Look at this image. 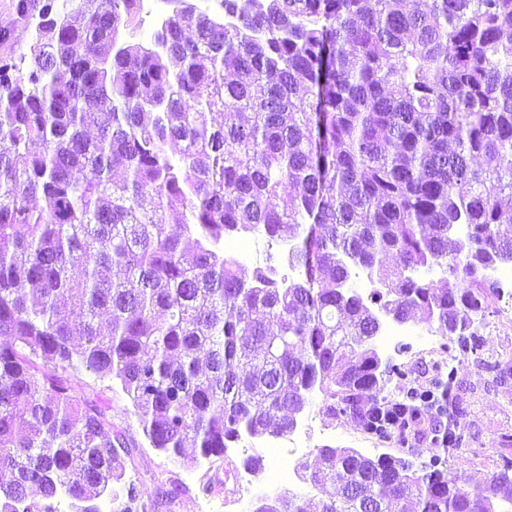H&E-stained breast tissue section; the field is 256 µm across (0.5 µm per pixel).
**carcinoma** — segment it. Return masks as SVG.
Wrapping results in <instances>:
<instances>
[{"label": "carcinoma", "mask_w": 512, "mask_h": 512, "mask_svg": "<svg viewBox=\"0 0 512 512\" xmlns=\"http://www.w3.org/2000/svg\"><path fill=\"white\" fill-rule=\"evenodd\" d=\"M136 3L0 0V42H26L0 56V512L175 504L138 503L136 446L77 395L83 371L183 467L291 432L316 388L378 439L405 446L427 416L457 447L454 368L409 386L375 340L417 309L480 351L489 271L512 266V0H177L151 47L120 40ZM250 229L291 243L302 278L238 277L224 237ZM316 456L297 472L336 488L321 512H512V454L471 488L437 455Z\"/></svg>", "instance_id": "obj_1"}]
</instances>
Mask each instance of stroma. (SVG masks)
Returning a JSON list of instances; mask_svg holds the SVG:
<instances>
[{
  "label": "stroma",
  "mask_w": 512,
  "mask_h": 512,
  "mask_svg": "<svg viewBox=\"0 0 512 512\" xmlns=\"http://www.w3.org/2000/svg\"><path fill=\"white\" fill-rule=\"evenodd\" d=\"M482 351L480 356L457 355L449 359L448 352L456 348L457 339L437 335L432 354L420 352L414 339H406L402 349L382 348L383 356L392 357L398 365L409 369L413 384L425 383L427 370L433 363H453L461 385L465 413L458 420V433L462 436L460 447L442 452L435 451L427 436L428 425H421L420 435L412 439L414 453L411 460L420 465L433 454L447 459L450 471L457 475L463 486L482 481L493 472L505 448L500 443L502 435H512V380L505 384L494 381L491 363L512 360V307L494 300L492 312L478 332ZM78 393H97L110 400L112 422L141 442L140 452L128 470L135 483L140 501L154 500L160 490L178 489L179 495L172 512H254L260 499L272 498L292 492L308 503L310 512H319L320 502L326 493L314 489L309 483L295 479L275 487L267 486L266 474L249 475L243 461L250 456V449L243 445L228 449L224 459L205 462L195 468H185L172 463L163 454L144 444L142 428L128 398L109 380H101L85 372L77 378ZM312 423L305 439L306 449L297 453L296 461H313L317 448L323 446L348 447L359 451L376 449L377 453H398L397 441H380L366 433L357 420L331 417L323 408L321 393H313L311 404L305 411ZM252 479V489H245L241 482ZM211 484V491H204V484Z\"/></svg>",
  "instance_id": "1"
}]
</instances>
